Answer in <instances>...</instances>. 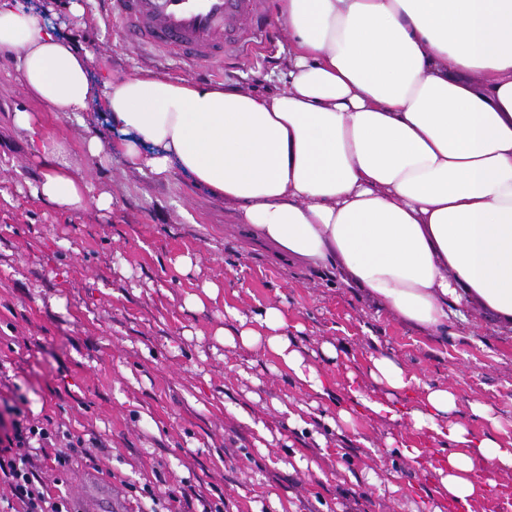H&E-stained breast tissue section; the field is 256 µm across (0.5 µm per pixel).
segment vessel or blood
Listing matches in <instances>:
<instances>
[{
    "instance_id": "vessel-or-blood-1",
    "label": "vessel or blood",
    "mask_w": 512,
    "mask_h": 512,
    "mask_svg": "<svg viewBox=\"0 0 512 512\" xmlns=\"http://www.w3.org/2000/svg\"><path fill=\"white\" fill-rule=\"evenodd\" d=\"M110 15L126 39L153 49L194 70L210 72L224 51L256 45L269 26L266 0H107ZM75 512H114L109 485L92 474L81 477Z\"/></svg>"
}]
</instances>
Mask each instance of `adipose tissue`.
<instances>
[{
	"label": "adipose tissue",
	"mask_w": 512,
	"mask_h": 512,
	"mask_svg": "<svg viewBox=\"0 0 512 512\" xmlns=\"http://www.w3.org/2000/svg\"><path fill=\"white\" fill-rule=\"evenodd\" d=\"M278 10L290 42L284 87L271 95L96 73L91 50L19 0H0V53L51 111L101 106L117 136L90 137L91 155L108 146L134 169L180 170L278 258L331 271L432 333L471 303L512 331V0H279ZM40 153L35 197L110 210L59 143L41 140ZM226 313V343L263 348L300 389L328 396L283 310L253 322ZM365 373L378 394L348 386L340 425L361 413L406 422L413 436L398 446L416 462L428 454L417 436L444 444L439 502L470 512L491 474L512 472V439L490 407L460 416L452 389L383 354ZM405 395L415 402L402 409Z\"/></svg>",
	"instance_id": "1"
}]
</instances>
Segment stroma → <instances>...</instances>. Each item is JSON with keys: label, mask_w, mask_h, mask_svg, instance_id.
Returning <instances> with one entry per match:
<instances>
[{"label": "stroma", "mask_w": 512, "mask_h": 512, "mask_svg": "<svg viewBox=\"0 0 512 512\" xmlns=\"http://www.w3.org/2000/svg\"><path fill=\"white\" fill-rule=\"evenodd\" d=\"M80 2L79 16L69 0L53 6L99 67L194 79L189 65L130 47L104 0ZM288 43L271 14L266 45L226 57L213 84L277 92ZM18 110L63 145L75 175L111 196L110 211L33 196L42 166L13 123ZM93 134L111 137L101 113L81 123L50 111L0 54V400L83 439L64 469H43L52 493L74 500L80 474L95 473L123 512H199L204 499L226 512H433L436 474L387 442L407 425L328 424L348 373L362 374L372 353L512 424V334L481 307L438 334L407 325L338 277L278 259L182 172L160 178L107 150L90 156ZM228 304L250 316L281 308L300 346L316 352L329 396L300 390L263 349L226 345ZM336 341L350 358L321 356ZM282 403L309 406L313 428L289 427ZM184 483L196 500H171Z\"/></svg>", "instance_id": "35a3bbf8"}]
</instances>
